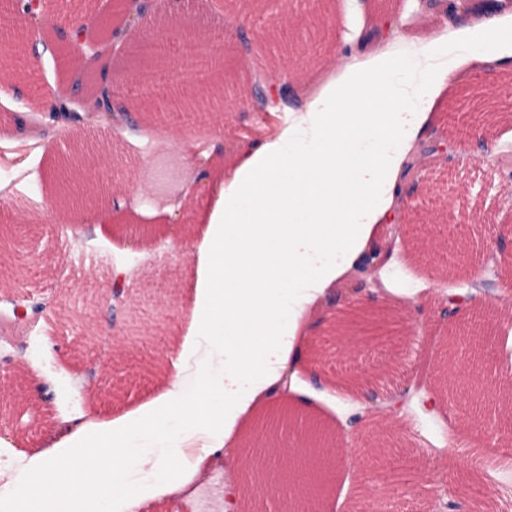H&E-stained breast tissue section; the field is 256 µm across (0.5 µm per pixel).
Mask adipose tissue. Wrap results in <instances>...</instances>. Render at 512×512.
Instances as JSON below:
<instances>
[{"instance_id":"1","label":"adipose tissue","mask_w":512,"mask_h":512,"mask_svg":"<svg viewBox=\"0 0 512 512\" xmlns=\"http://www.w3.org/2000/svg\"><path fill=\"white\" fill-rule=\"evenodd\" d=\"M495 45L512 46V26L490 19L463 37L443 31L425 51L379 50L236 159L198 235L186 344L206 347L207 362L147 414L63 428L0 493V512H137L150 487L199 472L210 443H235L388 219L404 157L452 70Z\"/></svg>"}]
</instances>
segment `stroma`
Returning <instances> with one entry per match:
<instances>
[{"label":"stroma","mask_w":512,"mask_h":512,"mask_svg":"<svg viewBox=\"0 0 512 512\" xmlns=\"http://www.w3.org/2000/svg\"><path fill=\"white\" fill-rule=\"evenodd\" d=\"M109 0H45L44 51L16 59L18 76L0 95V225L9 228L0 258V384L22 404L0 419V490L27 460L51 448L64 426L107 423L153 401L173 362L192 378L202 360L183 353L195 288L197 231L217 196L215 158L233 161L298 117L300 103L316 95L342 65L371 56L380 46L420 47L443 30H462L486 19L485 0H473L461 19L422 0H162L147 18L148 33L170 19L211 42L223 75L217 98L209 83L192 93L201 123L166 117L160 100L175 95L178 51L167 69L132 70L113 53L99 22ZM102 43L114 102L133 119L118 130L96 129L112 152L90 176L122 184V197L99 209H56L45 176L51 159L66 154L70 125L49 126L46 100L86 94L97 72L81 82L60 61L75 26ZM297 77L288 97L259 108L242 100L243 84L257 75L277 77L281 66ZM512 92V65L498 59L456 70L436 99L426 130L403 164V190L393 219L376 225L370 245L392 250L380 272L385 287L376 305L403 312L394 342L364 341L340 349L324 335L345 299L334 295L309 340L296 355L291 402L336 436L340 460L317 512H441L448 499L482 495L494 512H512V463L495 482L473 462L477 443H491L512 425L498 406L512 401V373L495 358L480 363L476 387L448 376L457 355L451 324L473 325L476 312L495 328L512 331V280L494 256L512 257V112H476L471 98ZM185 147L165 146L170 130ZM446 139L447 156L425 154L432 138ZM124 292L114 306L102 299L114 281ZM468 296L448 312V296ZM32 307L17 319V304ZM387 367L372 379L376 402L344 391L343 375ZM435 397L437 407L422 401ZM236 448L224 446L182 487L149 500L142 512H226V495L240 468Z\"/></svg>","instance_id":"obj_1"}]
</instances>
